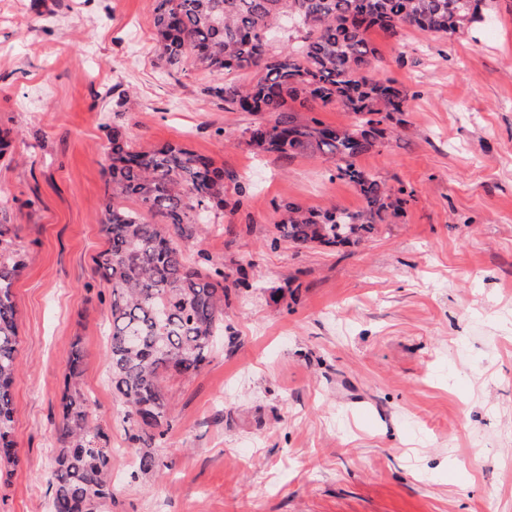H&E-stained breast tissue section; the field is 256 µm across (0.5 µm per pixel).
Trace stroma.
Listing matches in <instances>:
<instances>
[{
	"instance_id": "stroma-1",
	"label": "stroma",
	"mask_w": 512,
	"mask_h": 512,
	"mask_svg": "<svg viewBox=\"0 0 512 512\" xmlns=\"http://www.w3.org/2000/svg\"><path fill=\"white\" fill-rule=\"evenodd\" d=\"M0 0V216L23 253L14 293L19 462L0 512H51L72 343L112 450L96 512H512V0L464 31L371 29L406 124L356 159L412 191L360 246L274 242L275 206L359 210L332 160L249 145L251 118L163 67L154 0ZM223 167L231 209L185 252L247 286L195 374L171 377L172 427L137 470L109 381V290L95 272L107 125Z\"/></svg>"
}]
</instances>
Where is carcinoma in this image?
I'll list each match as a JSON object with an SVG mask.
<instances>
[{
  "mask_svg": "<svg viewBox=\"0 0 512 512\" xmlns=\"http://www.w3.org/2000/svg\"><path fill=\"white\" fill-rule=\"evenodd\" d=\"M152 23L160 60L170 69L190 64L214 76L200 93L228 112L253 117L245 133L257 149L290 159L307 154L336 161L330 179L352 184L358 211L315 209L295 202L275 208L277 239L296 246L359 245L377 225L397 218L412 199L355 164L405 120L406 94L379 76L368 32L396 38L404 27L443 37L475 19L474 0H154ZM289 22L296 36L275 47ZM247 73L241 82L233 75ZM338 104L352 114L345 126L323 124L312 113ZM106 198L101 230L107 248L96 270L112 289L108 357L112 391L139 449L138 470L164 462L151 448L171 426L166 382L190 376L224 334V303L243 285L224 271L186 264L183 246L227 206L224 169L178 145L136 146L112 129L106 146ZM0 225V460L18 463L12 438L11 387L19 370L14 283L23 267L3 246ZM79 342L71 345L68 378L80 377ZM52 470V512H95L110 496V449L92 425L80 389H66Z\"/></svg>",
  "mask_w": 512,
  "mask_h": 512,
  "instance_id": "cac0c4a2",
  "label": "carcinoma"
}]
</instances>
